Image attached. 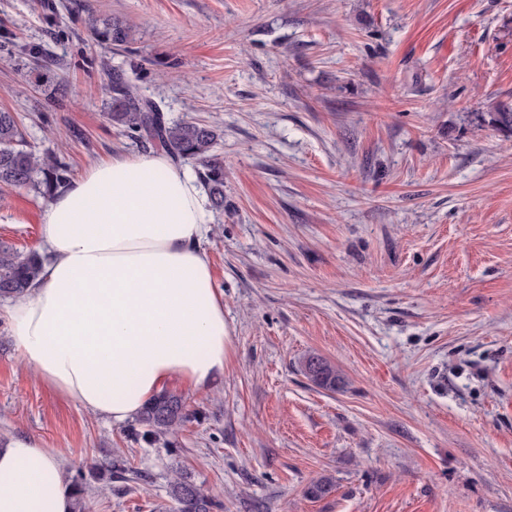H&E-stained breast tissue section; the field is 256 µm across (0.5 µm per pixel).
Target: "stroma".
<instances>
[{"label":"stroma","instance_id":"obj_1","mask_svg":"<svg viewBox=\"0 0 512 512\" xmlns=\"http://www.w3.org/2000/svg\"><path fill=\"white\" fill-rule=\"evenodd\" d=\"M116 70L220 134L224 377L172 381L191 421L136 441L43 383L0 318V438L143 472L90 483L86 512H175L179 471L223 512H512V134L481 119L512 106V0H0V109L72 177L155 150L109 115ZM46 203L0 187V242L41 249ZM86 24L91 28L99 40L110 46H121L128 42L131 36L129 27L119 20H100L93 14L88 15ZM302 369L310 380L321 388L335 391L344 384V378L336 366L321 356L305 357Z\"/></svg>","mask_w":512,"mask_h":512}]
</instances>
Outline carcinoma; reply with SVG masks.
<instances>
[{"instance_id": "cac0c4a2", "label": "carcinoma", "mask_w": 512, "mask_h": 512, "mask_svg": "<svg viewBox=\"0 0 512 512\" xmlns=\"http://www.w3.org/2000/svg\"><path fill=\"white\" fill-rule=\"evenodd\" d=\"M86 24L99 40L110 46H121L131 36L129 27L119 20H100L94 15ZM112 120L162 148L171 161L179 164L195 160L201 166L198 180L207 189L212 209L224 211V163L211 155L218 134L211 126L198 122L172 123L160 106L141 93L117 73L112 75ZM488 126L512 133V108L496 105L482 115ZM71 169L67 162L48 153L37 154L27 148L18 117L13 112L0 111V184L28 187L50 198L70 183ZM42 271V256L35 250L21 252L0 243V297L22 298L29 285ZM302 369L317 386L334 391L344 384L336 366L318 355L305 357ZM186 399L182 393L165 388L154 396L135 418L131 435L151 444L175 433L190 421ZM99 478L107 483L116 480L129 483L138 479V472L127 466L124 459H113L98 467ZM69 486L74 499V512H85L87 476L77 470ZM334 489L332 480L321 476L313 480L306 491L308 497L322 498ZM169 496L176 512H222L223 504L203 486L187 476L170 481Z\"/></svg>"}]
</instances>
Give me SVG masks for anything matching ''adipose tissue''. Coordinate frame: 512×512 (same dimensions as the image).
<instances>
[{"instance_id": "obj_1", "label": "adipose tissue", "mask_w": 512, "mask_h": 512, "mask_svg": "<svg viewBox=\"0 0 512 512\" xmlns=\"http://www.w3.org/2000/svg\"><path fill=\"white\" fill-rule=\"evenodd\" d=\"M207 191L166 154L95 165L45 208L43 269L4 314L21 359L49 387L120 425L173 379L224 376V296L205 246ZM0 512H73L56 456L0 442Z\"/></svg>"}]
</instances>
